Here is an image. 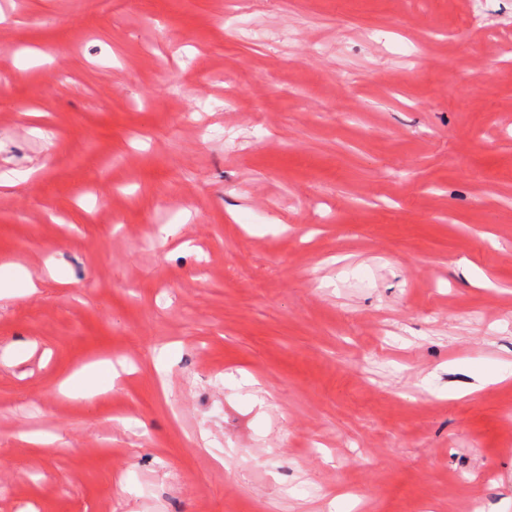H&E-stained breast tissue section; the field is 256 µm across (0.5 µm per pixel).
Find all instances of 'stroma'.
<instances>
[{
    "instance_id": "1",
    "label": "stroma",
    "mask_w": 512,
    "mask_h": 512,
    "mask_svg": "<svg viewBox=\"0 0 512 512\" xmlns=\"http://www.w3.org/2000/svg\"><path fill=\"white\" fill-rule=\"evenodd\" d=\"M466 2L0 0V261L42 279L0 512H512V0ZM118 373L111 361H99L79 370L75 377H83L90 382L77 389L71 386L72 377L63 380L60 384V392L91 400L95 396L111 390L115 386ZM74 377V378H75Z\"/></svg>"
}]
</instances>
